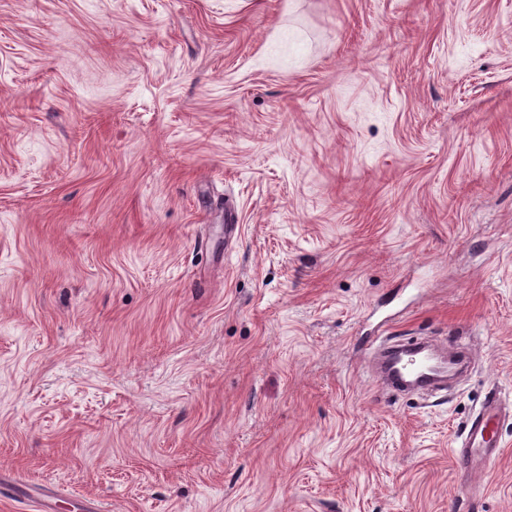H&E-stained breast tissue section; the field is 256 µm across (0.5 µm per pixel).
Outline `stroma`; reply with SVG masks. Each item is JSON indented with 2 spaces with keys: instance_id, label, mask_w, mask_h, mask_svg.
<instances>
[{
  "instance_id": "stroma-1",
  "label": "stroma",
  "mask_w": 512,
  "mask_h": 512,
  "mask_svg": "<svg viewBox=\"0 0 512 512\" xmlns=\"http://www.w3.org/2000/svg\"><path fill=\"white\" fill-rule=\"evenodd\" d=\"M417 337L467 372L387 393ZM2 469L53 512H512V0H0ZM499 418V407L492 400L469 423L466 437L454 455L461 470L481 463L486 465V462H489L496 454L499 442L494 432V422Z\"/></svg>"
}]
</instances>
